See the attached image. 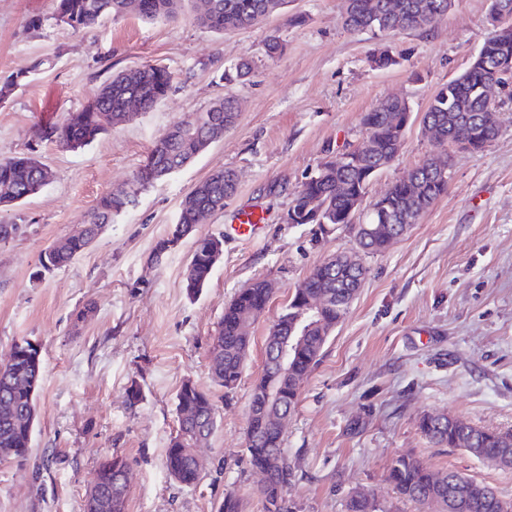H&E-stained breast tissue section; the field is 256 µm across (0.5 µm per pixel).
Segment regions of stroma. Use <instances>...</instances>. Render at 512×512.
Instances as JSON below:
<instances>
[{
	"label": "stroma",
	"mask_w": 512,
	"mask_h": 512,
	"mask_svg": "<svg viewBox=\"0 0 512 512\" xmlns=\"http://www.w3.org/2000/svg\"><path fill=\"white\" fill-rule=\"evenodd\" d=\"M345 6L290 0L259 24L218 36L195 23L199 0H186L167 22L124 16L76 34L55 20L53 0H0V83L28 73L0 102V158L29 154L52 173L23 204L0 207V219L20 227L0 243V362L27 338L39 344L43 366L31 452L21 464L0 462V512H84L99 463L114 455L132 470L127 512H217L230 488L241 512H265L245 435L268 328L316 265L357 247L344 228L322 231L283 216L328 152L362 143L361 115L385 98L406 99L413 121L365 205L437 153L422 115L469 66L488 28L487 0H457L429 30L390 39L347 30ZM33 17L39 26H30ZM273 30L285 44L275 60L264 46ZM385 48L397 63L381 69L372 56ZM245 55L251 76L224 80ZM147 63L168 67L173 87L136 121L107 125L78 149L35 137L36 124L62 118L113 74ZM226 96L239 105L236 127L140 193L70 264L41 272L44 250L87 224L97 200L125 186L174 121ZM497 102L496 140L477 154L455 153L447 193L383 254L364 256L366 280L285 427L291 512H347L358 491L379 512H422L387 480L401 455L487 482L512 503V468L436 445L418 428L420 416L436 412L512 429V87ZM225 168L236 171L237 191L196 227L197 235L223 237L224 254L192 299L183 284L192 239L158 262L153 249L185 195ZM245 210L264 214L261 236H227ZM258 279L276 291L249 328L243 375L228 395L209 377V346L225 306ZM188 380L209 392L218 414L216 433L197 450L192 487L164 466L178 428L175 396ZM133 384L142 393L134 404L126 395Z\"/></svg>",
	"instance_id": "obj_1"
}]
</instances>
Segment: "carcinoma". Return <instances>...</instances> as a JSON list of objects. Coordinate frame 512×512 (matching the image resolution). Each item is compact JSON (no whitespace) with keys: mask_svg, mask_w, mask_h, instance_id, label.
Segmentation results:
<instances>
[{"mask_svg":"<svg viewBox=\"0 0 512 512\" xmlns=\"http://www.w3.org/2000/svg\"><path fill=\"white\" fill-rule=\"evenodd\" d=\"M182 0H55V19L75 33L90 31L109 17L133 15L146 22L169 20L177 16ZM456 0H350L351 11L343 17V25L350 31L372 30L382 35H394L407 30H425L434 17L447 13ZM211 9L200 15V25L222 35L250 26L258 16L267 12V6L283 7L286 0H210ZM512 57V25L489 23V30L467 69L441 87L431 98L422 123H433L440 129L438 143L469 132L480 136L483 150L499 133L494 124L498 105L473 94V88L492 76L489 60L496 56ZM173 74L168 68L151 65L131 75L116 74L104 82L95 95L80 109L67 113L61 123L39 126L35 135L40 139L64 142L68 148H80L93 142L105 131L101 116L106 112L126 117L125 109L131 98L140 101L149 111L161 102L172 89ZM411 111L409 103L387 98L361 116L362 127L374 130L370 148L355 159L336 165L331 154L321 162L313 174L306 176L292 203L293 210L303 211L307 200L318 202L319 222L346 224L363 203L368 186L374 177L372 169L390 165L402 149L405 132L404 115ZM239 112L234 98L228 96L204 112L188 119L175 121L155 140L145 164L134 174L128 189L108 193L99 198L91 213L84 233L69 236L50 245L41 255L40 265L48 272L63 267L80 255L98 236L102 227L112 218L132 206L138 195L154 182L168 177L205 152L211 144L224 137L237 123ZM434 159H424L412 173L416 185L396 181L375 202L380 211L372 212L374 224L417 223L421 214L448 187V181L437 182L430 177ZM51 173L34 157L20 154L0 160V207L19 203L49 183ZM236 192V185L224 181L220 170L193 189L181 202L177 222L170 225L167 234L153 249L155 260H161L179 241L195 231L197 216L203 210H223L224 199ZM224 251V240L214 236H199L184 271V288L193 296L202 290L216 266L215 258ZM367 268L348 273L333 270L326 265L316 266L303 284L324 288L332 300L322 312L324 327L337 324L346 314L353 289L349 285L365 280ZM268 282L258 280L240 291L224 309L217 336L209 353L211 378L226 392L234 390L242 376L250 337L247 325L262 312L271 295ZM295 302L289 301L285 310L270 326L268 335L285 336L292 328ZM308 343L302 349L296 375L302 381L315 366L327 343L324 331L309 329ZM42 375L41 352L30 340L23 339L12 346L11 358L0 363V461L22 462L27 459L37 419L36 394ZM178 431L189 434L181 441L171 438L165 451L168 474L181 485L191 487L200 478L193 457L194 438L208 439L218 427L217 412L210 395L196 384L183 383L176 394ZM421 433L430 441L461 448L473 457L490 460L502 468H512V430L486 431L451 415L429 413L418 421ZM246 454L252 470L269 472L272 476L259 486L265 512H289L286 494L295 475L282 448L274 422L260 417L248 419ZM130 471L121 456L106 459L98 466L96 478L87 501L99 499L112 502L96 512H126L129 485L120 494L114 492L117 477ZM389 482L396 495L422 505L437 504L448 508V499L460 500V512H512L494 487L457 471H435L421 461L400 456L389 472Z\"/></svg>","mask_w":512,"mask_h":512,"instance_id":"carcinoma-1","label":"carcinoma"}]
</instances>
